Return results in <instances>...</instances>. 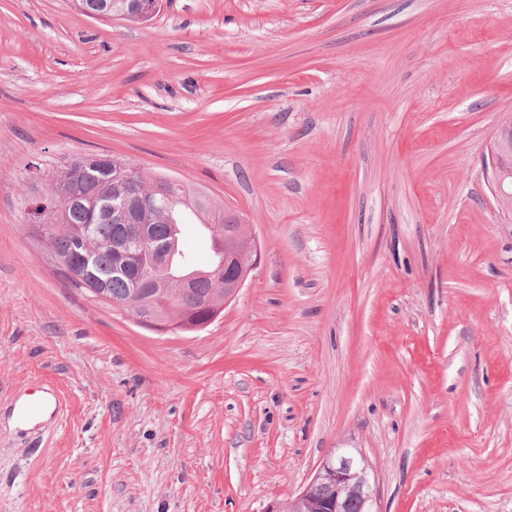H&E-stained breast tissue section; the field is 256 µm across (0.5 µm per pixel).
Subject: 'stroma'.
<instances>
[{
  "mask_svg": "<svg viewBox=\"0 0 512 512\" xmlns=\"http://www.w3.org/2000/svg\"><path fill=\"white\" fill-rule=\"evenodd\" d=\"M509 123L512 0H0V512H265L336 448L379 512H512ZM80 153L251 225L214 322L157 333L59 277L23 227ZM503 126L496 138L499 146L502 149V168L501 175L505 176V183L510 193H505L502 187V182L499 178L496 179L494 184V191L496 195L501 197H509L512 194V125Z\"/></svg>",
  "mask_w": 512,
  "mask_h": 512,
  "instance_id": "obj_1",
  "label": "stroma"
}]
</instances>
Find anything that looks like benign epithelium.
I'll return each instance as SVG.
<instances>
[{"instance_id": "obj_1", "label": "benign epithelium", "mask_w": 512, "mask_h": 512, "mask_svg": "<svg viewBox=\"0 0 512 512\" xmlns=\"http://www.w3.org/2000/svg\"><path fill=\"white\" fill-rule=\"evenodd\" d=\"M177 183L175 178H162L150 188H145L131 180L127 183V199L112 206L116 223L120 224V233L115 239L113 248L116 253L125 257H145L139 268V279L152 288V295L142 297L139 285L124 301L112 302L113 309L128 312L134 321L142 327L157 331L172 330L193 331L214 321L224 309V304L232 300L244 285L248 274L254 267L252 256L258 254V248L248 250L242 242L239 231L226 232L221 239L224 258H231L238 265L240 272L227 275L224 265L220 264L204 273V276L216 282L219 289L208 298L202 306L206 310L203 318L197 316V308L182 305L178 308L170 306L172 288H177L180 295L190 294L196 274L175 276L171 273L168 246L164 243L150 245L147 229L143 224L134 223V216L127 201L135 202L139 209H147L157 204H165L172 209L176 200L168 188ZM88 255H82L79 262L63 259L60 267L66 278L81 281L87 265ZM371 466L367 458L358 450L336 448L322 461L312 482L326 483L336 488V495L321 500H312L308 489H303L293 500L295 512H377L375 493L370 483Z\"/></svg>"}]
</instances>
